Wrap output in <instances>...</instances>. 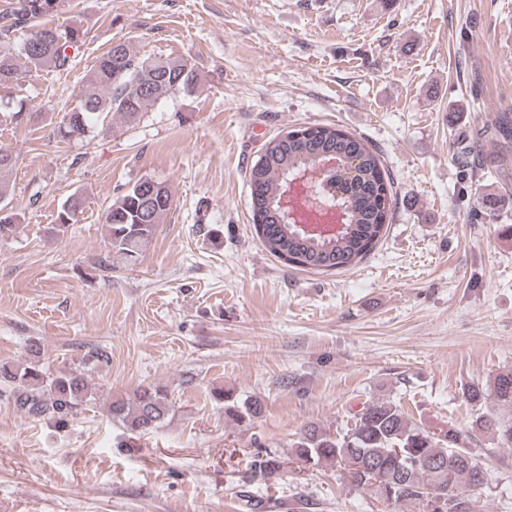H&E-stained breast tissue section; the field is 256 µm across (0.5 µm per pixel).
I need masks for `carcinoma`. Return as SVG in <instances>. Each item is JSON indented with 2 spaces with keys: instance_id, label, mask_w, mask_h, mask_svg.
<instances>
[{
  "instance_id": "carcinoma-1",
  "label": "carcinoma",
  "mask_w": 512,
  "mask_h": 512,
  "mask_svg": "<svg viewBox=\"0 0 512 512\" xmlns=\"http://www.w3.org/2000/svg\"><path fill=\"white\" fill-rule=\"evenodd\" d=\"M59 10V0H16L0 12V36L33 23L37 30L15 50L0 44V80L14 76L18 66L29 71L66 70L69 51H78L86 32L75 25L53 26L38 19ZM193 66L182 57H136L125 41L101 54L80 90V101L57 128L61 141L80 139L104 113L128 125L136 123L159 101L194 88ZM265 144L262 165L250 171L251 219L255 232L275 258L320 272L348 270L363 260L384 237L394 200L393 181L379 154L362 137L332 125L315 123L285 132ZM326 155L355 163V176L343 192L332 182L318 189L321 198L346 215L335 236H307L279 210L281 187L294 174ZM169 187L152 178L138 180L106 209L103 226L114 257L134 264L152 241L157 226L172 208ZM82 199L70 197L57 216L54 233L76 222ZM41 347L32 343L20 362H0V390L32 419H43L62 430L74 413L89 401V383L81 373L51 375L40 362ZM463 398L473 406L491 400L512 408V370L499 373L489 389L472 384ZM171 405L166 390L143 387L130 402L110 403L112 417L137 437L156 430ZM239 419L261 413L254 400L227 407ZM472 427L498 443L512 447V416L503 418L478 411ZM454 428L430 431L409 420L396 403L376 400L355 415L343 435L310 425L292 444L289 460L313 466H336L350 485L368 491L376 500L413 504L422 512H476V492L486 484V460L462 445ZM283 462L270 451H259L249 462L250 477L270 478Z\"/></svg>"
}]
</instances>
